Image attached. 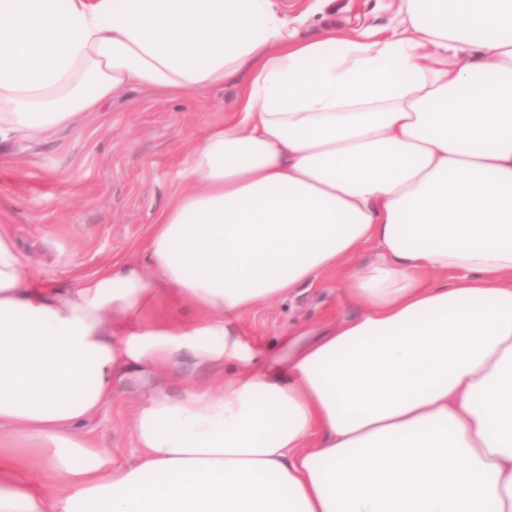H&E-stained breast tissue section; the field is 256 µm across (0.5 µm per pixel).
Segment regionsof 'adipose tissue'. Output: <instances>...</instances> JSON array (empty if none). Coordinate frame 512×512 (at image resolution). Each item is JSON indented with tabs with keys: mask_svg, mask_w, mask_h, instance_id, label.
Wrapping results in <instances>:
<instances>
[{
	"mask_svg": "<svg viewBox=\"0 0 512 512\" xmlns=\"http://www.w3.org/2000/svg\"><path fill=\"white\" fill-rule=\"evenodd\" d=\"M395 13L339 54L274 0H0V142L246 76L146 268L59 293L0 233V512H512V0ZM339 267L360 313L255 367L242 317ZM186 354L223 384L152 397L113 465L81 425Z\"/></svg>",
	"mask_w": 512,
	"mask_h": 512,
	"instance_id": "1",
	"label": "adipose tissue"
}]
</instances>
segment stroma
Segmentation results:
<instances>
[{
    "instance_id": "1",
    "label": "stroma",
    "mask_w": 512,
    "mask_h": 512,
    "mask_svg": "<svg viewBox=\"0 0 512 512\" xmlns=\"http://www.w3.org/2000/svg\"><path fill=\"white\" fill-rule=\"evenodd\" d=\"M298 39L326 28L348 37L355 28L394 23L393 0H280ZM241 78L181 98L140 88L105 111L58 129L39 142L0 143V231L51 288H66L113 262L144 260L143 242L155 215L172 200L176 173L206 127L223 124ZM340 270L315 284L269 301L241 323L242 338L265 350L288 328L328 325L355 316ZM223 371L181 357L156 376L118 382L110 404L89 417L83 431L114 463L133 462L130 427L154 394L179 396L190 388L215 389Z\"/></svg>"
}]
</instances>
